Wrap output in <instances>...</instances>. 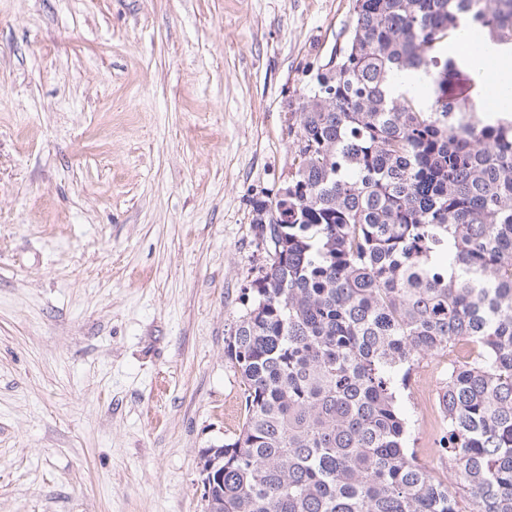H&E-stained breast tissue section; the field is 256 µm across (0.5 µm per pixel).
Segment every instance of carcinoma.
Masks as SVG:
<instances>
[{"label":"carcinoma","mask_w":512,"mask_h":512,"mask_svg":"<svg viewBox=\"0 0 512 512\" xmlns=\"http://www.w3.org/2000/svg\"><path fill=\"white\" fill-rule=\"evenodd\" d=\"M512 42V0H355L296 109L295 171L225 338L238 434L203 454L206 512H512V118L484 122L448 56ZM434 97L394 95L395 75ZM450 348L440 446H408L400 386ZM433 88L432 80L429 77L421 72L405 70L396 76L391 91L397 94L409 90L421 97L427 96V92Z\"/></svg>","instance_id":"1"}]
</instances>
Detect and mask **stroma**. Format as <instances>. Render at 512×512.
<instances>
[{
    "label": "stroma",
    "instance_id": "35a3bbf8",
    "mask_svg": "<svg viewBox=\"0 0 512 512\" xmlns=\"http://www.w3.org/2000/svg\"><path fill=\"white\" fill-rule=\"evenodd\" d=\"M353 0H0V512H205L224 355ZM445 377L399 391L447 477Z\"/></svg>",
    "mask_w": 512,
    "mask_h": 512
}]
</instances>
